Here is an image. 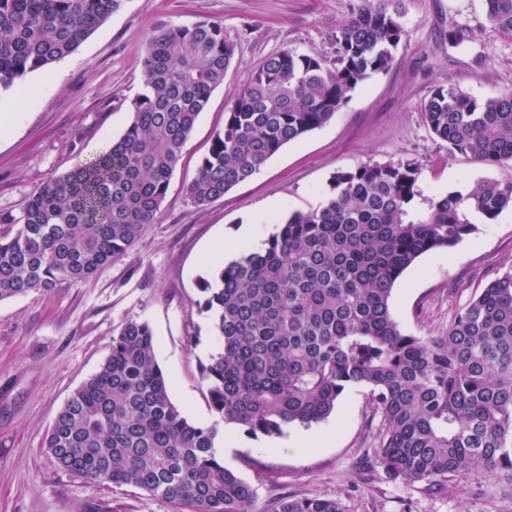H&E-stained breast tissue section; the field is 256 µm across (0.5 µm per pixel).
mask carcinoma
Returning a JSON list of instances; mask_svg holds the SVG:
<instances>
[{
	"instance_id": "1",
	"label": "carcinoma",
	"mask_w": 512,
	"mask_h": 512,
	"mask_svg": "<svg viewBox=\"0 0 512 512\" xmlns=\"http://www.w3.org/2000/svg\"><path fill=\"white\" fill-rule=\"evenodd\" d=\"M125 0H0V89L73 53ZM402 0H358L325 61L287 49L251 75L225 112L186 195L203 206L249 180L283 146L327 124L364 81L390 69ZM512 32V0H485ZM235 45L221 23L150 30L143 91L103 152L0 212V302L48 294L122 257L157 223L185 142ZM430 132L473 162L512 164V93L478 101L435 89ZM415 160L364 163L330 177L321 205L293 211L265 247L201 280L220 348L200 363L211 411L251 436L328 418L353 385L370 387L382 424L375 461L389 477L441 493L458 477L512 490V269L496 274L436 336L405 333L389 300L421 255L477 231L476 214L512 208V180L422 197ZM214 425L170 398L154 334L127 320L109 356L71 394L44 448L73 476L129 486L193 512H254L255 491L217 456ZM275 512H344L336 499L283 497Z\"/></svg>"
}]
</instances>
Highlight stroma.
Returning <instances> with one entry per match:
<instances>
[{"instance_id":"1","label":"stroma","mask_w":512,"mask_h":512,"mask_svg":"<svg viewBox=\"0 0 512 512\" xmlns=\"http://www.w3.org/2000/svg\"><path fill=\"white\" fill-rule=\"evenodd\" d=\"M353 3L125 0L75 52L24 76L39 91L0 138V211H18L47 178L70 172L124 133L143 90L140 60L154 24L218 21L236 45L183 148L158 223L94 275L0 302V512H176L144 491L61 470L44 448L53 419L133 318L153 329L175 405L189 421H211L199 365L216 345L198 309L202 278L243 250L261 249L288 213L317 207L337 170L413 159L424 166L426 196L512 177V167L449 154L421 110L439 86L455 85L480 101L512 91V33L487 21L485 0H404L405 35L388 72L359 85L329 123L282 147L247 182L207 205L190 203L185 187L250 75L284 49L332 59L333 35ZM453 26L467 28L462 44H449ZM477 224L475 234L452 250L424 254L396 282L390 310L403 331L447 329L477 289L512 269V209ZM218 241L225 250L215 259ZM379 425L369 388L353 386L331 416L307 427L327 431L322 447H302L297 435L307 428L300 424L258 439L228 426L224 464L255 489V512H275L284 495L334 498L344 512H512V494L473 478L455 479L447 495L435 497L390 479L382 467L367 470Z\"/></svg>"}]
</instances>
